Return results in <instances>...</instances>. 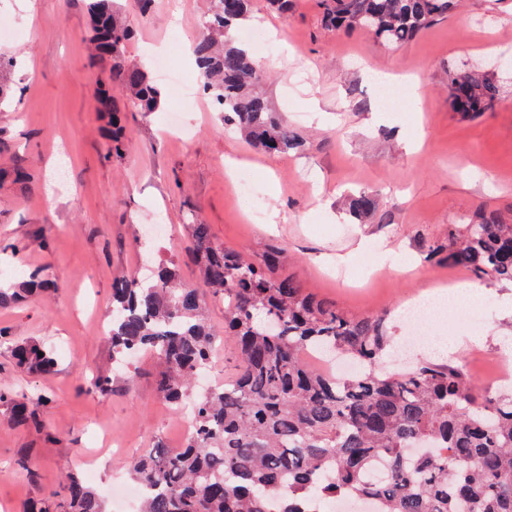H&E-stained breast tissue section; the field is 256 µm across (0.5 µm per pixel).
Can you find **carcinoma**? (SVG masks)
<instances>
[{"label": "carcinoma", "instance_id": "cac0c4a2", "mask_svg": "<svg viewBox=\"0 0 512 512\" xmlns=\"http://www.w3.org/2000/svg\"><path fill=\"white\" fill-rule=\"evenodd\" d=\"M326 26L356 30L386 45L415 39L456 10L458 0H319ZM251 0H214L205 17L208 35L193 46L201 87L224 125L242 131L269 154L299 149L302 140L253 92L261 68L236 32ZM90 39L103 77L95 99L112 124L110 152L125 150L124 112H155L160 91L148 73L128 63L131 31L118 21L112 0H90ZM17 68L0 56V103L16 95L7 75ZM452 111L475 118L494 110L496 80L486 74L450 71ZM125 93L118 105L112 87ZM376 207V197L351 198L358 220ZM200 285L178 279L160 265L153 280L117 277L107 341L113 362L124 367L155 354L162 369L156 387L169 403L193 409V432L183 447L159 441L130 464L132 478L149 487L140 512H323L342 495L371 498L377 512H512V392L474 387L463 367L429 360L404 370L383 366L393 348L387 316L350 317L307 292L295 276L280 272V250L250 258L212 240L206 224L186 225ZM475 278L512 284V224L494 214L469 224L448 225L443 241L427 256ZM33 270L20 288H0V307L45 290ZM224 301V338L238 348L235 377L199 392L194 386L211 360L218 336L209 327L205 298ZM19 368L49 371L51 351L20 341L0 328ZM354 359L363 372L343 379L311 368L310 351ZM112 374L90 379L86 391L112 392ZM49 399L0 386V409L14 425L39 427ZM426 443L414 459L407 449ZM388 478L368 480L377 460ZM39 512H107L100 494L72 474L63 495L53 493Z\"/></svg>", "mask_w": 512, "mask_h": 512}]
</instances>
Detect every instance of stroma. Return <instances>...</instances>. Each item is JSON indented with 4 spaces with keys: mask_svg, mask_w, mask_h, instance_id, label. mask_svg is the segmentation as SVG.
Masks as SVG:
<instances>
[{
    "mask_svg": "<svg viewBox=\"0 0 512 512\" xmlns=\"http://www.w3.org/2000/svg\"><path fill=\"white\" fill-rule=\"evenodd\" d=\"M132 31L129 60L155 72L145 48L198 39L211 0H112ZM0 53L27 86L18 105L0 108V287L40 270L55 291L0 307V327L50 347L47 372L15 367L0 347V384L45 394L40 431L11 426L0 414V512H27L61 490L68 473L100 494L127 480L126 461L156 441L186 436L156 389L158 361L139 363L133 387L100 396L89 379L111 370L103 341L112 312V277L173 263L192 284L197 268L184 224L209 225L217 244L261 257L284 251L285 269L346 315H387L394 336L408 297L447 274L426 256L449 225L491 211L512 222V0H461L455 13L409 43L383 45L361 31L322 26L318 0H292L288 16L253 0L249 31L267 60L256 89L301 137L300 150L260 151L206 100L160 79V110L130 116L127 149L110 155L108 119L95 108L99 72L86 32V0H0ZM497 65L501 99L466 119L448 106L446 76L464 64ZM415 92H408L407 83ZM389 84L396 99L382 105ZM180 109L183 131L167 126ZM25 170L27 180L10 179ZM375 195L358 220L352 194ZM171 238L141 242L148 225ZM364 250H357V242ZM28 243L26 253L10 246ZM486 312L467 325L466 310L445 312L428 328L450 358L479 349L489 362L512 356V288L487 282Z\"/></svg>",
    "mask_w": 512,
    "mask_h": 512,
    "instance_id": "1",
    "label": "stroma"
}]
</instances>
